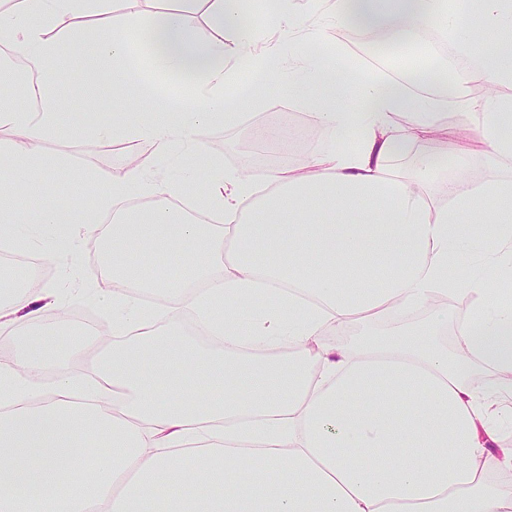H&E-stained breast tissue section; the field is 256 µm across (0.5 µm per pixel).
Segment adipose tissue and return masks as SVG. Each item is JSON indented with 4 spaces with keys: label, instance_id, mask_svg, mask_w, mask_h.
Wrapping results in <instances>:
<instances>
[{
    "label": "adipose tissue",
    "instance_id": "adipose-tissue-1",
    "mask_svg": "<svg viewBox=\"0 0 512 512\" xmlns=\"http://www.w3.org/2000/svg\"><path fill=\"white\" fill-rule=\"evenodd\" d=\"M9 0L0 12V44L34 67L54 61L63 22L97 36L85 48L114 93L149 119L95 128L103 139L136 138L168 153L186 129L231 121L224 87L237 57L256 60L273 88L303 102L314 125L351 131L352 149L312 152L299 172L270 169L258 191L245 174L213 170L202 210L222 224L175 216L172 185L141 165L110 184L96 208L46 203L30 211V184L47 177L42 142L64 124L56 77L37 87L0 68L19 98L0 107V128L16 134L13 174L0 179V243L21 240L25 225L50 229L47 251L76 237L111 242V287L94 291L112 308L110 345L97 348L84 386L47 336L32 329L60 310L69 278L0 299V330L19 344L0 365V512H512V482L487 476L486 458L512 400L481 384V370L512 373V182L448 183L447 205L428 190L432 174L462 167L456 145L424 151L420 172L394 174L388 160L422 142L439 103L385 79H338L335 59L297 57L280 83L283 46L299 20L291 0H258L278 38L252 47L239 0H180L151 12L141 0ZM324 41L336 24L384 29L408 76L442 73L414 60L412 30L433 25L473 57L454 70L450 100L466 85H512V0H312ZM204 14L211 32L192 20ZM135 29L133 52L118 23ZM356 107H342L348 95ZM475 124L493 161L512 160V95L492 94ZM155 196L141 222L126 218L132 192ZM179 258L176 275L155 277L144 263ZM467 298L468 313L449 322L433 297ZM427 311L419 327L395 329L352 345L327 334L359 322ZM453 326L454 349L438 337ZM53 376L51 398L42 381ZM104 449L92 452L96 442Z\"/></svg>",
    "mask_w": 512,
    "mask_h": 512
}]
</instances>
